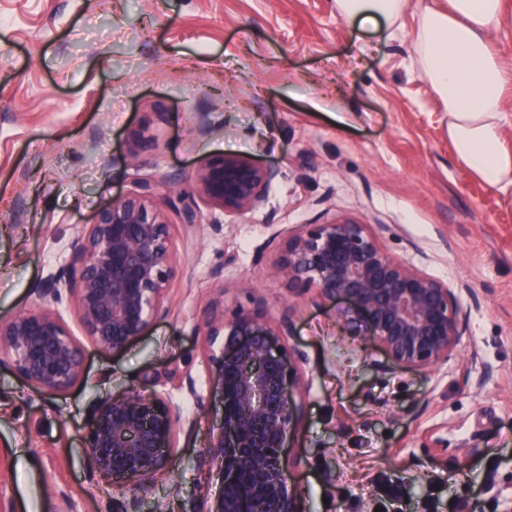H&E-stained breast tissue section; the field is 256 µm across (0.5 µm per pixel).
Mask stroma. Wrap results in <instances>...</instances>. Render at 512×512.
<instances>
[{
	"label": "stroma",
	"mask_w": 512,
	"mask_h": 512,
	"mask_svg": "<svg viewBox=\"0 0 512 512\" xmlns=\"http://www.w3.org/2000/svg\"><path fill=\"white\" fill-rule=\"evenodd\" d=\"M390 28L351 25L334 0H0V320L34 293L75 235L144 175L188 191L215 155L279 168L266 203L175 226L164 310L117 354L85 339L72 387L47 393L0 364V512H209L205 461L220 405L208 320L291 307L301 355L293 474L303 512H512V187L462 169L448 112L414 66L425 5ZM351 219L454 288V359L389 366L338 307L275 273L270 237ZM194 389H187V379ZM157 392L183 410L147 497L91 472L82 437L100 396ZM397 484L385 501L378 486Z\"/></svg>",
	"instance_id": "1"
}]
</instances>
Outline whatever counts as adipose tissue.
Listing matches in <instances>:
<instances>
[{
  "mask_svg": "<svg viewBox=\"0 0 512 512\" xmlns=\"http://www.w3.org/2000/svg\"><path fill=\"white\" fill-rule=\"evenodd\" d=\"M449 10L424 7L414 35L421 75L448 111V139L458 163L493 187L512 186V149L502 114L512 96V67L493 47L503 0H449ZM347 21L393 24L405 0H335Z\"/></svg>",
  "mask_w": 512,
  "mask_h": 512,
  "instance_id": "adipose-tissue-1",
  "label": "adipose tissue"
}]
</instances>
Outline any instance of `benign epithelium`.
<instances>
[{
    "mask_svg": "<svg viewBox=\"0 0 512 512\" xmlns=\"http://www.w3.org/2000/svg\"><path fill=\"white\" fill-rule=\"evenodd\" d=\"M279 169L247 157L213 156L196 185L154 203L164 176L112 200L70 245L64 264L34 288L40 305L0 321V357L23 379L62 391L83 375L84 350L60 316L63 302L101 351L118 353L143 335L159 314L176 272L174 224H200V205L225 215L258 208ZM278 276L299 294L315 289L343 304L346 325L363 331L395 366L421 370L455 356L465 332L454 289L392 255L369 224L333 220L276 235ZM293 333L291 311L277 326L260 311L239 309L210 322L209 361L218 374L220 432L206 461L223 474L210 512H302L301 490L290 469V434L301 406L297 358L282 343ZM180 408L157 393L132 390L98 400L83 436L85 460L96 473L133 481L139 498L176 445Z\"/></svg>",
    "mask_w": 512,
    "mask_h": 512,
    "instance_id": "7a95c632",
    "label": "benign epithelium"
}]
</instances>
